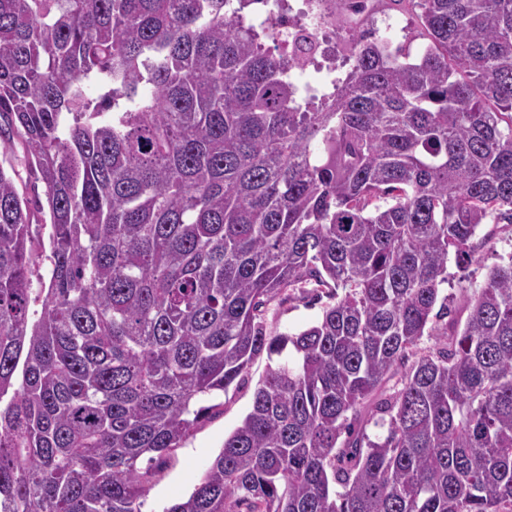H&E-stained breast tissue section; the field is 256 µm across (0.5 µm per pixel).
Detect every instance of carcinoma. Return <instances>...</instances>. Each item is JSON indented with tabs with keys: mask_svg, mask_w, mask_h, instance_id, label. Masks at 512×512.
Returning a JSON list of instances; mask_svg holds the SVG:
<instances>
[{
	"mask_svg": "<svg viewBox=\"0 0 512 512\" xmlns=\"http://www.w3.org/2000/svg\"><path fill=\"white\" fill-rule=\"evenodd\" d=\"M250 2L0 0V512H140L263 353L165 512H512V255L464 326L442 293L449 255L512 224V0H387L420 10L423 55L366 26L302 109L312 43L263 47ZM308 287L320 318L268 334ZM328 302L331 301L326 297L319 301H309L300 297L290 300L277 298L266 306L267 332L272 335L297 333L316 321L322 314L323 306ZM266 354L252 363L236 389L221 397L222 410L199 423L194 431L174 448L164 462L154 469L145 495L139 500L141 512H164L174 501L187 497L222 450L227 437L250 410L258 383L269 365Z\"/></svg>",
	"mask_w": 512,
	"mask_h": 512,
	"instance_id": "carcinoma-1",
	"label": "carcinoma"
}]
</instances>
